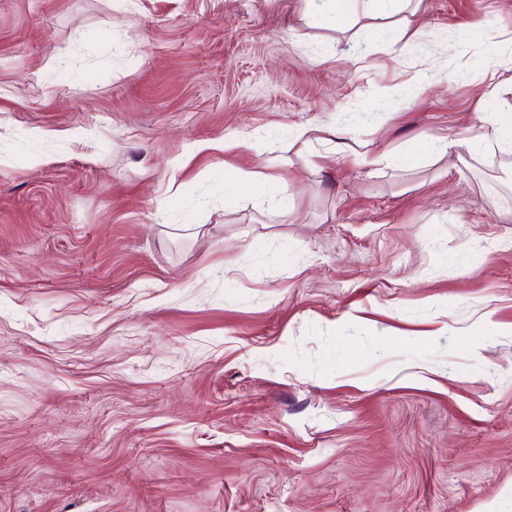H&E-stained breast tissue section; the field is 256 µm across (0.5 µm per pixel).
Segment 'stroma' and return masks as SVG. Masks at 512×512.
Masks as SVG:
<instances>
[{
	"instance_id": "stroma-1",
	"label": "stroma",
	"mask_w": 512,
	"mask_h": 512,
	"mask_svg": "<svg viewBox=\"0 0 512 512\" xmlns=\"http://www.w3.org/2000/svg\"><path fill=\"white\" fill-rule=\"evenodd\" d=\"M506 55L512 0H0V512H512ZM307 3L321 2L322 7L316 13V19L320 16L328 24L336 25V21L345 17L347 20L359 17L375 19L387 16L390 11L407 12L414 17L417 12V4L407 11L413 0H342L336 6L337 0H307Z\"/></svg>"
}]
</instances>
